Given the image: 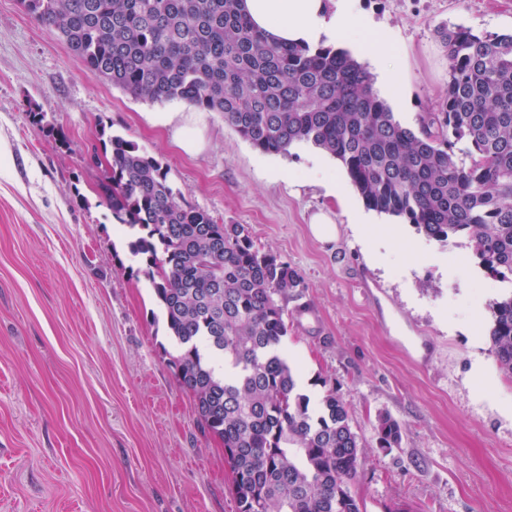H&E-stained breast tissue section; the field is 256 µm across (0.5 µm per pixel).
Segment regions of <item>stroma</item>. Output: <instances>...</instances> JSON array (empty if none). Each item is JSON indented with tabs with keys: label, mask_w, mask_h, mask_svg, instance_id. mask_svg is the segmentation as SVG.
<instances>
[{
	"label": "stroma",
	"mask_w": 512,
	"mask_h": 512,
	"mask_svg": "<svg viewBox=\"0 0 512 512\" xmlns=\"http://www.w3.org/2000/svg\"><path fill=\"white\" fill-rule=\"evenodd\" d=\"M357 8L390 39L412 129L445 97L438 25L512 31V0ZM161 111L190 117L204 150L177 149ZM102 126L297 272L283 353L312 401L334 388L346 403L363 446L348 487L364 512H512V380L489 337L501 290L471 251L369 208L313 145L264 153L221 113L112 87L19 0H0V512H236L144 265L99 203L102 171L85 153ZM322 209L331 242L309 230ZM381 413L399 422L398 447H378Z\"/></svg>",
	"instance_id": "obj_1"
}]
</instances>
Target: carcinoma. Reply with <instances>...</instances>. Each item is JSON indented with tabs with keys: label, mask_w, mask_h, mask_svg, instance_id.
<instances>
[{
	"label": "carcinoma",
	"mask_w": 512,
	"mask_h": 512,
	"mask_svg": "<svg viewBox=\"0 0 512 512\" xmlns=\"http://www.w3.org/2000/svg\"><path fill=\"white\" fill-rule=\"evenodd\" d=\"M84 64L134 97L220 112L264 153L310 143L335 157L366 205L444 246L465 239L479 265L512 289V33L442 24L446 96L417 130L401 125L348 51L283 47L256 30L239 0H21ZM101 204L133 236L166 326L171 363L203 431L224 444L236 512H362L348 481L360 440L335 389L300 392L279 353L283 301L299 275L261 251L241 224L184 202L168 170L102 126ZM492 351L512 378V292L489 303ZM235 369L224 377V364ZM377 443L401 441L378 417Z\"/></svg>",
	"instance_id": "carcinoma-1"
}]
</instances>
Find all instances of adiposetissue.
Returning a JSON list of instances; mask_svg holds the SVG:
<instances>
[{
    "instance_id": "obj_1",
    "label": "adipose tissue",
    "mask_w": 512,
    "mask_h": 512,
    "mask_svg": "<svg viewBox=\"0 0 512 512\" xmlns=\"http://www.w3.org/2000/svg\"><path fill=\"white\" fill-rule=\"evenodd\" d=\"M356 0H244L253 25L274 40L288 45L318 48L334 43L361 23ZM355 51L377 74V86L390 95L395 111L405 109L398 94L399 76L387 41L374 37L355 43Z\"/></svg>"
}]
</instances>
